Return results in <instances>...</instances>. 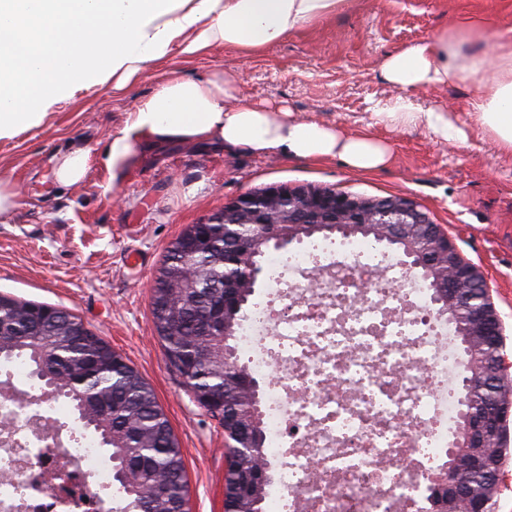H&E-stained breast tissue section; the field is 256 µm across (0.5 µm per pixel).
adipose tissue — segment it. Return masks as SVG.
Wrapping results in <instances>:
<instances>
[{
    "label": "adipose tissue",
    "instance_id": "adipose-tissue-1",
    "mask_svg": "<svg viewBox=\"0 0 512 512\" xmlns=\"http://www.w3.org/2000/svg\"><path fill=\"white\" fill-rule=\"evenodd\" d=\"M351 0H0V141L40 129L50 108L78 88L111 82L121 90L172 52L186 56L221 45L259 53L288 34L322 21ZM471 22L441 31L388 55L381 66L398 95L376 116L424 125L446 140H466L450 112L422 109L416 89L477 79L470 103L477 128L512 154V28L492 38L490 51L465 53L484 38ZM162 143L244 147L258 155L298 160L341 159L371 173L392 149L371 134L333 124L295 121L287 108L236 101L220 72L200 79L171 73L127 112L122 129L100 153L74 146L50 160L58 184L84 180L91 163L118 175Z\"/></svg>",
    "mask_w": 512,
    "mask_h": 512
}]
</instances>
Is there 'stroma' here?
<instances>
[{"label": "stroma", "mask_w": 512, "mask_h": 512, "mask_svg": "<svg viewBox=\"0 0 512 512\" xmlns=\"http://www.w3.org/2000/svg\"><path fill=\"white\" fill-rule=\"evenodd\" d=\"M464 19L477 20L489 34L512 28V0H352L258 54L218 45L157 62L122 93L108 82L78 89L52 107L41 129L0 141V170L20 190L9 223H0V291L79 316L139 371L182 448L191 512H224V428L166 365L150 285L170 242L225 200L271 184L407 197L484 274L512 361V155L472 128L467 106L477 81L415 94L421 107L452 110L468 131L464 142L380 120L372 111L374 102L394 94L381 75L384 58ZM174 69L189 78L226 72L242 101L284 105L298 120L370 133L391 144L392 160L364 174L337 158L299 161L172 144L147 151L117 189L104 188L96 166L81 183L59 186L50 157L73 146L101 149L134 104Z\"/></svg>", "instance_id": "stroma-1"}]
</instances>
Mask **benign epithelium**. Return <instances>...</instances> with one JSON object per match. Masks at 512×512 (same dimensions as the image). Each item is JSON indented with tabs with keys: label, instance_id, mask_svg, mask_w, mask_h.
<instances>
[{
	"label": "benign epithelium",
	"instance_id": "obj_1",
	"mask_svg": "<svg viewBox=\"0 0 512 512\" xmlns=\"http://www.w3.org/2000/svg\"><path fill=\"white\" fill-rule=\"evenodd\" d=\"M269 213L277 215L278 223L291 227L285 235L290 242L313 231H364L400 247L412 268L421 267L422 254L433 253L435 260L426 267V272L434 288L435 303L451 320L458 316L459 309L467 310L466 320L457 330L462 344L471 349L478 344L492 349L499 347L502 336L499 313L477 292L487 287L484 276L461 260L447 235L416 204L397 196L383 200L332 188L274 185L264 192L248 191L224 202V207L201 223L265 224ZM511 365L504 359L497 365L468 372L463 378L464 390L487 386L501 376L504 367ZM511 412L512 391L502 389L486 402L477 416L466 418L459 426V436L466 440L467 446L455 451L453 461L436 477L438 485L447 491L443 512H482L481 501L471 493L470 475L475 470L488 469L501 419ZM226 447L231 449L227 466L246 457L253 461L256 470L266 469L265 457L253 449L231 442Z\"/></svg>",
	"mask_w": 512,
	"mask_h": 512
}]
</instances>
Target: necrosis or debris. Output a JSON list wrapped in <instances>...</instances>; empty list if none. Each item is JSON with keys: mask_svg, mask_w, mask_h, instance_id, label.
<instances>
[{"mask_svg": "<svg viewBox=\"0 0 512 512\" xmlns=\"http://www.w3.org/2000/svg\"><path fill=\"white\" fill-rule=\"evenodd\" d=\"M272 283L237 347L267 381L266 512H402L460 415L447 316L425 284L362 239L308 241L267 258ZM34 398L17 409L19 396ZM406 459L411 470L398 468ZM112 467L63 399L19 358L0 360V512H105Z\"/></svg>", "mask_w": 512, "mask_h": 512, "instance_id": "necrosis-or-debris-1", "label": "necrosis or debris"}]
</instances>
